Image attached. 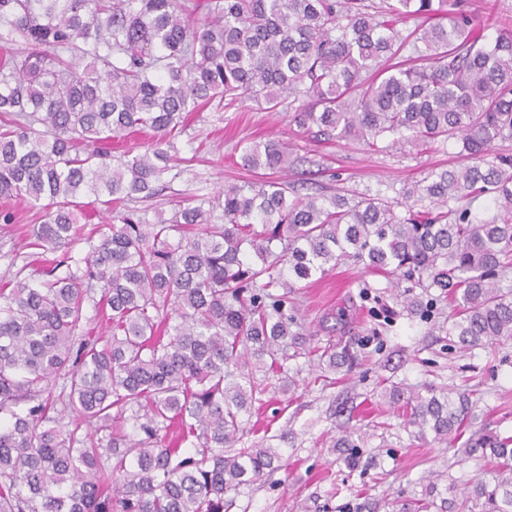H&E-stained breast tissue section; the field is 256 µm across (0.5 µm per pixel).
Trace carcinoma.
I'll return each instance as SVG.
<instances>
[{
    "label": "carcinoma",
    "instance_id": "cac0c4a2",
    "mask_svg": "<svg viewBox=\"0 0 512 512\" xmlns=\"http://www.w3.org/2000/svg\"><path fill=\"white\" fill-rule=\"evenodd\" d=\"M197 24L180 0H0V41L31 49L0 60V198L45 211L30 257L0 284V512H225V495L279 466L275 448H235L270 370L295 337L288 289L353 261L391 278L407 308L417 288L451 292L448 328L462 348L512 339V31L445 0H213ZM429 18L425 53L399 59L400 26ZM306 102L294 121L328 138L416 147L456 140L465 162L381 198H289L275 178L224 186L217 202L169 217L125 213L102 225L85 269L57 273L48 252L71 245L84 208L156 194L173 140L192 113ZM149 129L144 153L112 161L103 145ZM243 166L293 165L277 140L254 142ZM490 198L493 215L455 203ZM429 200L415 211L409 202ZM221 214H216V211ZM223 223L218 224L216 220ZM105 341L85 329L86 306ZM348 338L319 351L351 369ZM64 385L56 406L50 382ZM419 437L454 446L470 395L425 386L385 390ZM132 421L133 432L124 424ZM109 431L106 444L81 427ZM191 442L183 450L181 445ZM468 453L497 467L459 512H512V438L471 435ZM402 512H448L437 485Z\"/></svg>",
    "mask_w": 512,
    "mask_h": 512
}]
</instances>
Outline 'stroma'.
I'll return each mask as SVG.
<instances>
[{
	"label": "stroma",
	"mask_w": 512,
	"mask_h": 512,
	"mask_svg": "<svg viewBox=\"0 0 512 512\" xmlns=\"http://www.w3.org/2000/svg\"><path fill=\"white\" fill-rule=\"evenodd\" d=\"M466 10L487 24L486 35L512 30V0H464ZM298 103L286 99L275 112L251 107L239 112L211 107L195 113L175 140L170 173L154 198L114 203L112 211L93 212L82 221L81 239L61 249L66 266H83L99 240V225L113 212L132 209L154 218L187 203L213 199L224 185L263 181L262 171L242 165V150L252 142L278 139L296 162L286 176L290 194L345 195L401 200L408 184L428 173L460 164L454 142L426 150L409 144L371 149L357 141L327 140L299 128L293 120ZM10 224L0 223V281L26 263V244L42 211L20 200L8 203ZM430 308L425 316L409 313L390 280L348 262L295 289L292 299L300 341L289 344L282 375L293 382L276 389V377L262 404L253 408L251 424L239 441L243 448H275L282 465L269 476L241 487L228 512H348L352 501L377 504L392 512L395 504L420 497L437 483L455 499L474 482L493 483L492 463L446 445L419 439L418 429L390 408L386 388L425 384L468 391L471 430L488 429L512 436V339L460 349L448 328L457 314L438 289L422 291ZM349 309V328L359 341L350 373L324 372L310 347L330 342L321 321L341 307ZM351 432L359 461L348 466L335 447L342 432Z\"/></svg>",
	"instance_id": "35a3bbf8"
}]
</instances>
